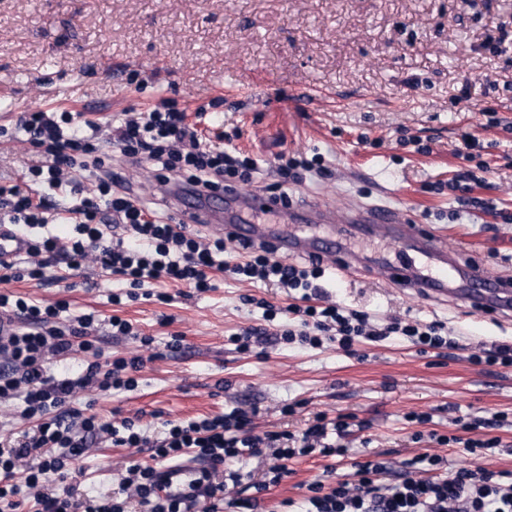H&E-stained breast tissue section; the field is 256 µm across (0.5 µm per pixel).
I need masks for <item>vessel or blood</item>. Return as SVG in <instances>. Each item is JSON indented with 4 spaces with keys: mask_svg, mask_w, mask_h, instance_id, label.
Here are the masks:
<instances>
[{
    "mask_svg": "<svg viewBox=\"0 0 512 512\" xmlns=\"http://www.w3.org/2000/svg\"><path fill=\"white\" fill-rule=\"evenodd\" d=\"M171 209L178 221L206 229L214 236H228L242 245H265L274 252L304 254L335 262L340 271H358L359 255L352 249L353 233L391 241L397 261L380 257L374 273L413 293L441 298L452 296L475 312L504 316L512 313V281L492 277L479 262H461L443 240L389 207L335 214L314 206L320 220L332 226L330 234L318 233L306 224H255L252 216L280 208L277 199L263 193L229 192L224 203L173 191ZM27 251V243L14 225L0 224V265L13 264Z\"/></svg>",
    "mask_w": 512,
    "mask_h": 512,
    "instance_id": "1",
    "label": "vessel or blood"
}]
</instances>
